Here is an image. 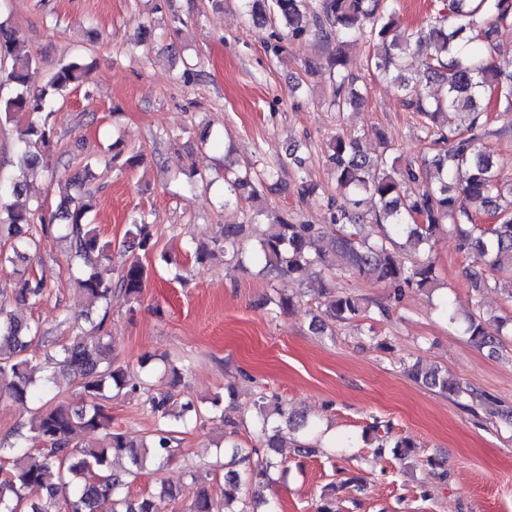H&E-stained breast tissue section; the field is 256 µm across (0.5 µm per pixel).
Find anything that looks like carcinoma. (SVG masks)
Instances as JSON below:
<instances>
[{"label": "carcinoma", "mask_w": 512, "mask_h": 512, "mask_svg": "<svg viewBox=\"0 0 512 512\" xmlns=\"http://www.w3.org/2000/svg\"><path fill=\"white\" fill-rule=\"evenodd\" d=\"M253 23L268 24L274 56L287 52L284 41H298L309 35L334 46L329 70L334 81L331 107L342 112L364 101L350 74L345 51L359 38L376 42L377 52L370 66L377 76L392 79L403 97V105L424 118V132L439 145L436 153L411 161L400 170L388 165L391 149L385 133L376 136L381 151L373 155L362 147V138L336 135L328 142V162L336 183V194L327 196L324 223H297L287 215L267 208L254 209L252 221L263 226L254 252L265 266L280 276L305 280L312 269L325 262L322 241L325 228L338 229L331 240L334 266L349 277L362 276L399 291L405 287L432 291L437 287L431 241L437 232L451 225L459 232L460 248L474 255L468 276L475 291L489 287L482 271L488 265L512 273V209L501 204L502 185L492 155L483 146L489 135L482 121L484 102L496 100L512 106V63L494 60L492 52L498 29L512 24V0H446V8L429 23L417 29L402 25L397 12L386 0H244ZM18 29L0 20V89L12 93L0 97V119L10 120L17 113L31 116L16 131L17 172L9 184L0 186V238L11 241L12 252H0V266L16 264L37 249L29 228L36 210L27 195L25 172L42 169L55 172L53 165L58 145L49 125L51 95L63 96L87 80L92 69L82 57L59 65L46 85L35 86L36 61L20 49ZM439 84L444 93L434 94L430 86ZM111 160L119 169L139 166L144 154L127 149L116 140ZM279 175L269 167L254 175L224 169V192L239 197L257 198L255 182ZM77 194L60 205L66 237L73 258L74 278L89 305L101 310L97 318H87L89 328L46 358L58 365L64 375L78 381L87 401L74 408L64 404L43 405L37 411L31 433L16 430L9 446H0V455L14 456L12 464L0 466V512H42L28 496L36 489L51 499L62 500V512H155V498L173 503V512H213L214 486L208 476L190 473L187 489L164 481L152 491L134 496L130 486L147 465H161L179 453L170 421L185 422L200 417L201 410L190 401L177 404L170 392H150L146 380L112 362L110 342L105 332L112 289L125 294L128 301H139L147 281V268L137 259L125 260L117 279L106 281L96 270V262L110 259L111 244L87 224L92 205L85 181L75 182ZM367 199L374 201L372 225L376 232L364 230L356 213ZM495 217L493 224L476 222L477 213ZM131 228L123 241L125 252L147 253L153 248L146 215L130 220ZM247 225H224V256L241 264L247 257L243 248ZM16 298L38 301L45 292L42 280L28 269H13ZM317 299L324 317L320 328L337 322L361 321L366 308L357 295L333 292L320 280ZM506 321L491 320L481 309L466 317L463 334L468 340L491 351L502 343ZM44 339L37 323L21 322L7 305L0 302V393L16 402L32 400L57 385L52 375L37 384L31 366V347ZM408 375L417 383L441 392L459 394L461 387L440 370L414 363ZM147 393L144 407L160 427L137 443L125 433H108L103 445L82 444L79 434L110 426L109 416L100 401L107 394L135 396ZM222 399L211 401L209 412L219 416L231 430L224 435V455L229 457L224 472V512H255L246 500L248 489L235 466L250 459L234 440L237 423L221 407ZM253 422L259 447L266 457L251 473L254 483L273 481L272 472L283 464L288 439L281 434L291 428L305 436L311 426L303 415L288 406L261 396L253 403ZM393 454L407 467L413 466L416 444L402 437L393 444ZM336 485L324 488L316 512H336Z\"/></svg>", "instance_id": "obj_1"}]
</instances>
